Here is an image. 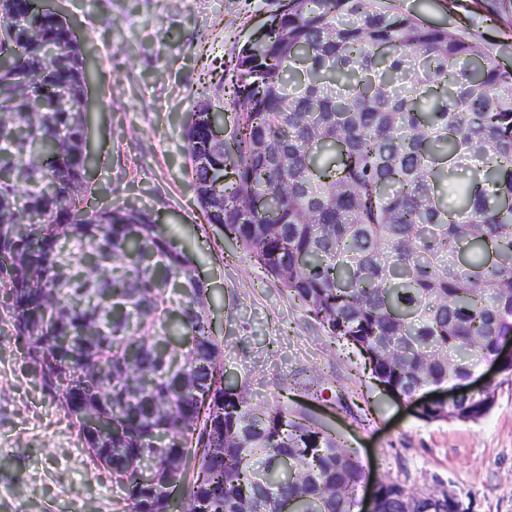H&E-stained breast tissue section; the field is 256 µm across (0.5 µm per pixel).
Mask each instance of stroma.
I'll return each instance as SVG.
<instances>
[{"mask_svg":"<svg viewBox=\"0 0 512 512\" xmlns=\"http://www.w3.org/2000/svg\"><path fill=\"white\" fill-rule=\"evenodd\" d=\"M61 10L80 42L111 54L89 92L90 207L135 206L165 225L209 289L210 316L226 342L224 377L247 383L254 401L292 374H325L322 398L302 404L357 451L371 478L407 490L444 487L470 512H512V380L487 361L495 406L479 421H420L412 405L370 379L363 360L338 352L274 280L242 263L215 227L203 224L189 175L184 130L189 88L203 65L234 59L282 0H43ZM426 24L481 31L488 52L512 69L488 0H396ZM203 30L206 43H188ZM38 385L21 340L0 308V512H121L122 494L95 469L71 423Z\"/></svg>","mask_w":512,"mask_h":512,"instance_id":"obj_1","label":"stroma"}]
</instances>
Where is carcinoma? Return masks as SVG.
<instances>
[{"label": "carcinoma", "mask_w": 512, "mask_h": 512, "mask_svg": "<svg viewBox=\"0 0 512 512\" xmlns=\"http://www.w3.org/2000/svg\"><path fill=\"white\" fill-rule=\"evenodd\" d=\"M492 4L512 31V0ZM0 26L14 33L0 47V306L123 512H166L174 489L188 512H359L356 450L300 408L224 385V339L183 247L142 211L88 209L93 70L67 19L0 0ZM193 97L203 223L376 381L417 400L498 357L512 337V70L482 36L388 0H288ZM226 103L230 137L205 140ZM494 406L490 385L418 418ZM380 493L381 512H406L403 485ZM413 512L469 508L425 495Z\"/></svg>", "instance_id": "1"}]
</instances>
